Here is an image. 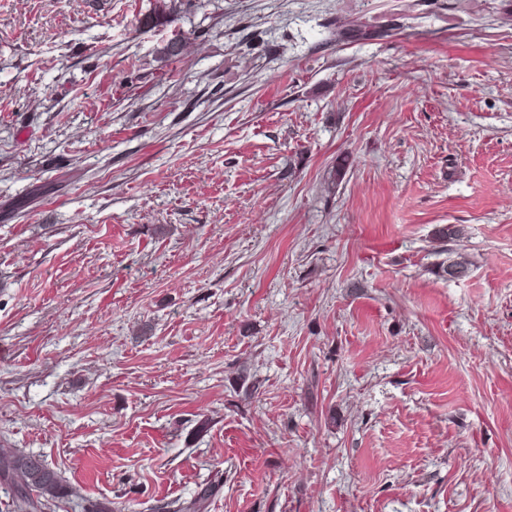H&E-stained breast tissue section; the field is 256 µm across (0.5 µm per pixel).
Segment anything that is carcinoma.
Listing matches in <instances>:
<instances>
[{"mask_svg":"<svg viewBox=\"0 0 512 512\" xmlns=\"http://www.w3.org/2000/svg\"><path fill=\"white\" fill-rule=\"evenodd\" d=\"M177 0H155L153 15L146 23L169 25L175 21ZM185 38L176 33L162 47L168 58L184 54ZM0 482L7 485L12 494L15 512H42L53 503L73 495L72 487L43 459L32 452L18 448H0ZM213 485L208 483L182 512H200L212 495Z\"/></svg>","mask_w":512,"mask_h":512,"instance_id":"1","label":"carcinoma"}]
</instances>
